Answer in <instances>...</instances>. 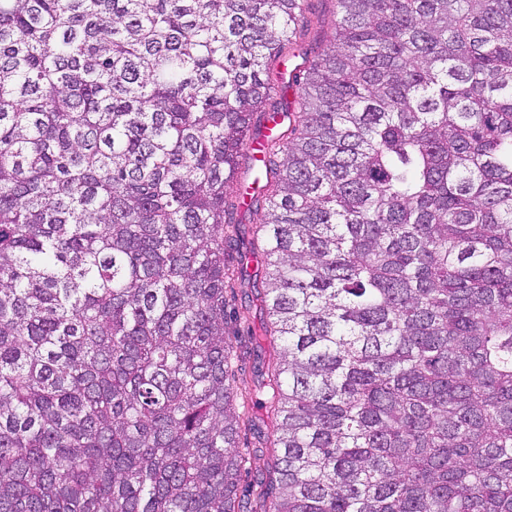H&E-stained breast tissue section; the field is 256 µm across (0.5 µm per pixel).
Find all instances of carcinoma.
Returning a JSON list of instances; mask_svg holds the SVG:
<instances>
[{
	"instance_id": "1",
	"label": "carcinoma",
	"mask_w": 512,
	"mask_h": 512,
	"mask_svg": "<svg viewBox=\"0 0 512 512\" xmlns=\"http://www.w3.org/2000/svg\"><path fill=\"white\" fill-rule=\"evenodd\" d=\"M334 2L0 0V512H512V0ZM310 8L313 13L325 19L324 23H317L316 18L312 17V24L308 30L306 40L302 44V48L298 47L288 54V57L283 61L276 59L269 61V68L272 77L275 79L281 73L284 80H287L291 72H298L304 67L305 58L302 54L305 49H308V54L311 47L315 45L326 43L329 35L333 32L332 21L334 20L335 4L334 0H312ZM260 215L253 211H248L246 209L238 212L237 219L240 222L239 226V237L240 241L237 245L226 248V253L229 258L236 259L238 253L244 252L246 247H249V243L253 239V233L255 230V224L259 222ZM232 261V259H231ZM251 290L250 288H240L236 283L234 288H227L224 294L229 337L235 346L247 347L251 353L250 356L238 358L235 361L237 375H252L256 355L259 356L265 367L275 366L282 357L280 343H273L269 336H265L266 315L261 307L259 297ZM249 416L255 420L256 424L261 429V438L250 430L242 429L240 433L239 443L236 450L240 455L248 459L242 475L240 478L239 494L246 495L245 492L250 485L265 475L267 463L270 461L272 455L275 454L277 448H267L270 446V441H273L277 422L274 417L267 413V410L259 406L250 405L247 408ZM267 441V444H266Z\"/></svg>"
}]
</instances>
